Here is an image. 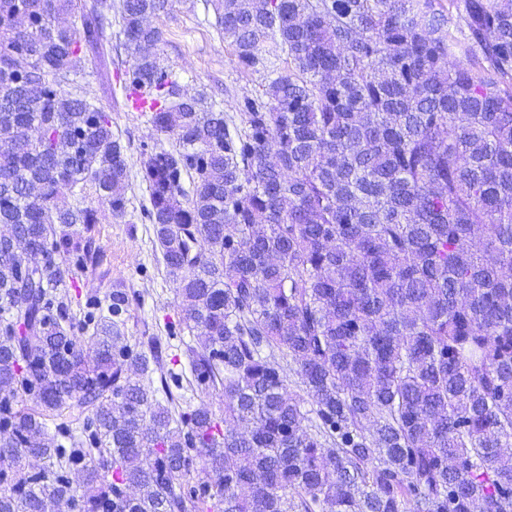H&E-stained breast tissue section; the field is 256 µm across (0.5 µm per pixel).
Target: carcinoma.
I'll return each mask as SVG.
<instances>
[{
    "label": "carcinoma",
    "mask_w": 512,
    "mask_h": 512,
    "mask_svg": "<svg viewBox=\"0 0 512 512\" xmlns=\"http://www.w3.org/2000/svg\"><path fill=\"white\" fill-rule=\"evenodd\" d=\"M173 2L119 0L124 84L176 140L141 166L195 338L175 386L224 417L141 383L165 344H128L135 295L59 300L86 190L126 213L77 80L101 14L0 0V223L44 244L0 261V512H512V0H205L244 69L288 61L233 134L161 63Z\"/></svg>",
    "instance_id": "obj_1"
}]
</instances>
